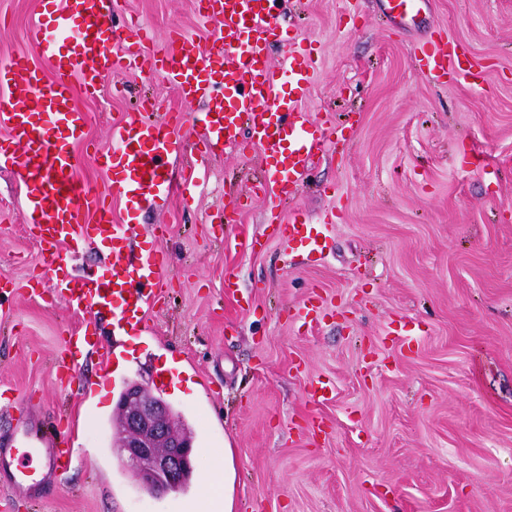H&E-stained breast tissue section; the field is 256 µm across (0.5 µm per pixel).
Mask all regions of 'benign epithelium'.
I'll return each instance as SVG.
<instances>
[{"label": "benign epithelium", "instance_id": "7a95c632", "mask_svg": "<svg viewBox=\"0 0 512 512\" xmlns=\"http://www.w3.org/2000/svg\"><path fill=\"white\" fill-rule=\"evenodd\" d=\"M114 414L118 431L113 449L135 472L141 488L153 493L176 490L193 475L191 430L150 387L138 381L127 384Z\"/></svg>", "mask_w": 512, "mask_h": 512}]
</instances>
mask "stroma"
Segmentation results:
<instances>
[{"label":"stroma","instance_id":"1","mask_svg":"<svg viewBox=\"0 0 512 512\" xmlns=\"http://www.w3.org/2000/svg\"><path fill=\"white\" fill-rule=\"evenodd\" d=\"M36 6L0 0V61L39 59ZM273 12L266 60L278 69L312 47L302 107L331 133L288 206L332 219L312 261L250 191L268 161L256 148L206 160L193 206L113 196L114 223L149 226L137 245L166 261L144 342L120 368L109 313L29 295L52 273L17 175L0 172V272L16 282L0 289V389L15 396L0 399V448L57 420L73 448L63 472L16 455L37 483L15 495L0 478L8 512H185L228 447L235 512H512V0H424L412 22L384 0H274ZM129 14L156 38L177 26L211 43L197 0H118L115 25ZM428 42L458 48L470 72H421ZM145 98L197 135L201 105L162 76L113 75L84 103L78 180L107 189L96 153ZM75 327L97 342L80 359L83 399L54 375ZM171 368L181 379L163 396L193 433L194 483L154 497L112 451L113 408L126 382ZM319 381L333 398L315 404Z\"/></svg>","mask_w":512,"mask_h":512}]
</instances>
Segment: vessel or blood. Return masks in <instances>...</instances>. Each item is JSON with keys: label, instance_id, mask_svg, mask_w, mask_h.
Returning a JSON list of instances; mask_svg holds the SVG:
<instances>
[{"label": "vessel or blood", "instance_id": "b4317fda", "mask_svg": "<svg viewBox=\"0 0 512 512\" xmlns=\"http://www.w3.org/2000/svg\"><path fill=\"white\" fill-rule=\"evenodd\" d=\"M271 0H200L199 12L214 26L211 47L175 33L160 49L137 25L111 30L114 0H39L28 27L42 60L14 54L0 64V127L8 129L18 152L0 147V170H16L25 188L24 215L39 239L53 273L49 294L73 311L95 306L111 312L119 330L140 331L145 312L161 298L165 262L154 251L131 259L132 226L113 223L109 192L130 196L161 209L172 195L193 201L200 173L195 150L178 132L181 115L151 119L133 114L112 125L111 149L102 155L112 174L109 191L80 186L69 153L84 142L88 114L78 96L95 94L102 79L118 70L160 74L181 96L204 101L198 118L204 152L214 155L238 146L241 124H248L253 145L275 153L287 148L282 167L265 170L254 192L270 193V211L281 220L287 241H307L311 251L323 250L319 225L304 214L283 216L282 198L310 170L324 131L314 127L300 102L309 82L310 59L292 60L281 71L267 65L264 51L274 29ZM69 33L70 54L58 49V37ZM236 69L223 73L225 58ZM105 242L109 266L105 274L72 276L69 266L86 249ZM72 343H65L56 377L71 396H81L82 379L73 371ZM28 456L47 458L58 470L70 464L67 434L47 439L37 431L24 433Z\"/></svg>", "mask_w": 512, "mask_h": 512}]
</instances>
